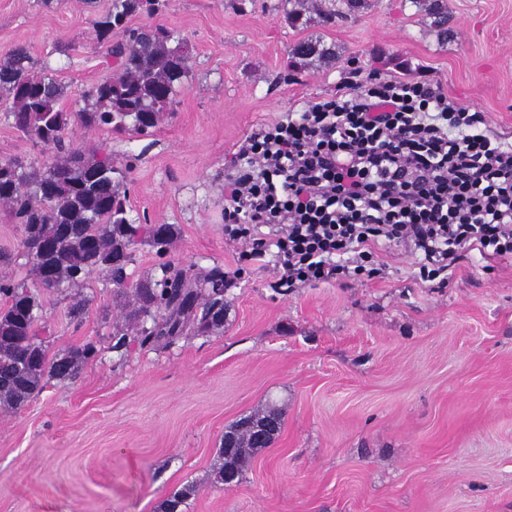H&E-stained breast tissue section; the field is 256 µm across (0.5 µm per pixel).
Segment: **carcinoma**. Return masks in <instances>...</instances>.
<instances>
[{
    "label": "carcinoma",
    "instance_id": "cac0c4a2",
    "mask_svg": "<svg viewBox=\"0 0 512 512\" xmlns=\"http://www.w3.org/2000/svg\"><path fill=\"white\" fill-rule=\"evenodd\" d=\"M362 0H315L326 19L361 8ZM441 40H448L447 0H415ZM159 0H110L95 22L97 47L114 65L110 78L84 96V106L72 112L63 105L64 87L55 78L33 69L27 50L17 47L0 55V90L11 99L6 118L28 139L50 153L51 162L37 170L18 157L0 158V207L21 226L22 257L34 277L33 287L57 290L98 274L123 298L124 321L113 326L112 349L125 356L135 346H169L176 340L224 326V271H198L167 258L174 242L172 224L137 222L129 217L123 182L132 163L117 166L112 151L92 150L66 141L70 122L86 129L130 136H149L166 118L189 72L190 46L183 39L170 45L173 32L127 20L153 15ZM117 30L126 33L112 41ZM302 70L322 55L307 39L289 52ZM156 249L154 273L136 281L127 272L135 262V247ZM31 287V288H33ZM26 281L0 280V405L17 409L42 389L44 378L74 379L83 364L97 354L87 342L60 357L50 354L39 325L37 298ZM273 419L283 425L281 409L267 405L231 423L221 447L220 464L210 476L215 487L228 473L242 481L258 446L247 421Z\"/></svg>",
    "mask_w": 512,
    "mask_h": 512
}]
</instances>
